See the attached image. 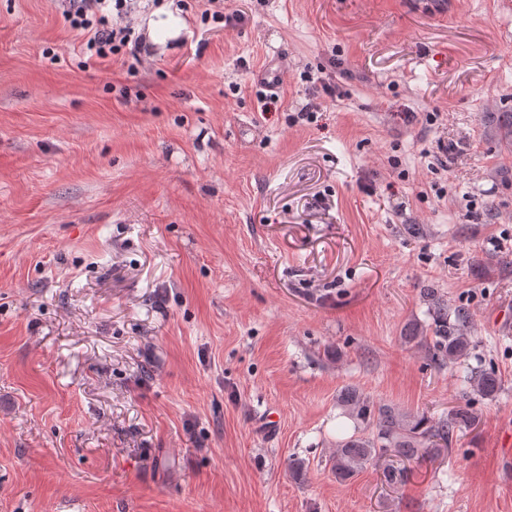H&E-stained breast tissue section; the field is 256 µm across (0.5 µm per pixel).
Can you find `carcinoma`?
<instances>
[{"label":"carcinoma","instance_id":"cac0c4a2","mask_svg":"<svg viewBox=\"0 0 512 512\" xmlns=\"http://www.w3.org/2000/svg\"><path fill=\"white\" fill-rule=\"evenodd\" d=\"M428 298L431 300L432 322L424 327H413L405 340L429 343L431 359L440 366L459 364L471 353V338L463 329L465 313L456 312V323L452 324L448 319V305L432 293ZM468 381L474 390L488 399L495 398L501 390V379L495 372L479 365L469 368ZM339 402L345 412L360 419L368 430L366 436H353L336 444L331 455L332 468L341 481L352 478L383 456L397 455L411 460L441 443L447 445L455 432L474 420L472 414L460 408L446 418L430 420L396 405H377L355 387L341 391Z\"/></svg>","mask_w":512,"mask_h":512}]
</instances>
